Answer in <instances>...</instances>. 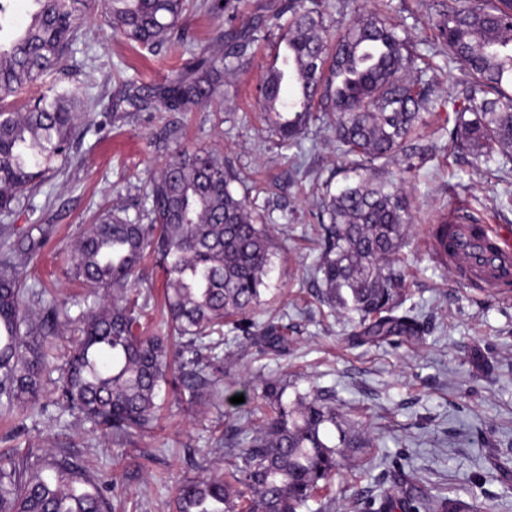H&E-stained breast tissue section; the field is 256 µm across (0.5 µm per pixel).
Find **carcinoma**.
Segmentation results:
<instances>
[{"mask_svg": "<svg viewBox=\"0 0 512 512\" xmlns=\"http://www.w3.org/2000/svg\"><path fill=\"white\" fill-rule=\"evenodd\" d=\"M16 0H0V216L11 214L67 156L81 125L90 122L84 92L58 87L21 109L6 105L44 73L64 68L82 28L83 0H28L27 22H10ZM113 35L151 50L173 39L184 44L183 23L196 11L238 19L231 0H102ZM323 0H284L271 16L284 30L281 63L268 68L261 108L280 144L291 146L319 111L342 154L356 161L336 192L321 199V251L315 273L321 299L358 317L361 343L417 339L415 317L399 313L402 274L393 256L409 224V203L398 183L378 176L398 157L418 156L415 131L433 102L430 84L411 77L418 56L386 4L357 14L334 37L324 23ZM430 30L467 75L452 142L493 158L512 148V0H426ZM267 20L253 17L224 34V50L189 47L191 61L157 85L125 82L138 112H193L223 99L224 76L242 58ZM239 178L208 149L171 152L149 179L146 219L107 208L75 245L73 275L94 296L79 322L60 379L59 400L101 429L124 436L148 431L157 399L186 348L211 351L224 344V322L248 316L260 302L276 256ZM151 253L163 273L171 335L139 334L136 312L140 265ZM20 264L0 259V404L26 406L43 390L53 338L65 305L34 313L27 306ZM277 352L287 340L275 326L257 337ZM184 387H215L196 370ZM288 382L266 379L252 387L263 415L259 431L243 440L240 462L181 482L177 512H302L319 489L345 467L355 435L340 428L326 399L285 398ZM403 512H457V502L429 491L402 503ZM0 512H111L100 476L63 448L33 462L0 457Z\"/></svg>", "mask_w": 512, "mask_h": 512, "instance_id": "1", "label": "carcinoma"}]
</instances>
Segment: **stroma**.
<instances>
[{
    "label": "stroma",
    "instance_id": "obj_1",
    "mask_svg": "<svg viewBox=\"0 0 512 512\" xmlns=\"http://www.w3.org/2000/svg\"><path fill=\"white\" fill-rule=\"evenodd\" d=\"M391 5L394 20L431 64L427 77L434 85L424 156L401 185L411 225L398 255L400 309L424 324L425 335L362 344L349 316L319 300L318 189L327 181L339 186L349 161L321 124H311L289 148L269 133L258 87L276 59L279 29L258 32L243 67L225 78L222 111L134 112L122 100L124 79L162 82L188 55L169 41L150 52L123 43L93 7L64 72L44 76L14 101L23 106L58 84L81 87L89 93L93 122L78 129L67 163L0 221V254L34 226L45 231L43 246L20 263L31 304L71 303L69 322L58 328L56 355L69 349L82 312L72 244L102 207L136 216L146 204L147 180L174 146L219 153L243 179L251 207L271 227L279 250L250 316L252 332L225 329L226 343L199 361V370L218 380V391L163 389L153 430L120 442L63 410L46 391L26 407L0 408V454L36 458L69 449L91 467L120 476L111 494L116 512H172L178 482L224 467L238 437L257 431L248 382L284 376L289 395L329 398L340 423L362 442L348 449V469L309 501L307 512H369V503L382 496L405 499L433 488L466 503L479 500L490 512H512V289L488 294L462 284L435 261L429 232L438 214L458 210L481 224L512 225V153L488 164L454 146L450 101L460 97L466 76L440 53L417 0ZM172 129L179 140L169 139ZM143 267L141 323L151 335L164 328L163 275L152 261ZM270 323L288 338L275 354L260 352L253 341ZM236 395L243 403H233Z\"/></svg>",
    "mask_w": 512,
    "mask_h": 512
}]
</instances>
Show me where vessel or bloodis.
<instances>
[{"label":"vessel or blood","mask_w":512,"mask_h":512,"mask_svg":"<svg viewBox=\"0 0 512 512\" xmlns=\"http://www.w3.org/2000/svg\"><path fill=\"white\" fill-rule=\"evenodd\" d=\"M442 261L464 284L493 291L512 284V234L490 224L452 221Z\"/></svg>","instance_id":"b4317fda"}]
</instances>
